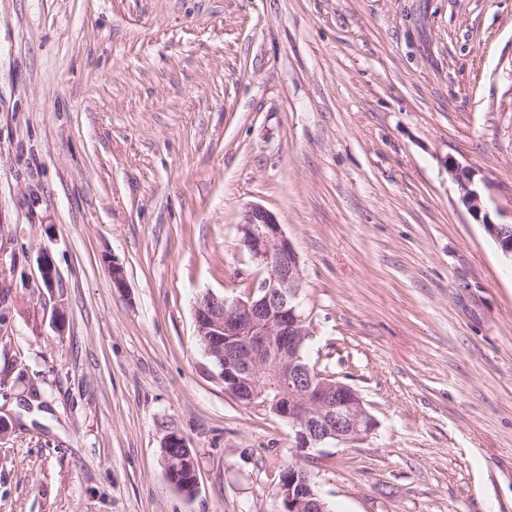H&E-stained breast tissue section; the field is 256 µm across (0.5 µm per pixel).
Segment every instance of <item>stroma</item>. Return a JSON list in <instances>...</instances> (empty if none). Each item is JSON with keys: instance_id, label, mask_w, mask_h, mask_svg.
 I'll list each match as a JSON object with an SVG mask.
<instances>
[{"instance_id": "stroma-1", "label": "stroma", "mask_w": 512, "mask_h": 512, "mask_svg": "<svg viewBox=\"0 0 512 512\" xmlns=\"http://www.w3.org/2000/svg\"><path fill=\"white\" fill-rule=\"evenodd\" d=\"M448 159L512 224V0H0V512H282L287 466L329 512H512V260ZM254 204L363 440L298 450L199 341ZM447 168L448 173L460 183L461 189L464 191L463 202L473 213L481 214L483 211L482 198L475 190L470 188L471 179L469 171L459 167L457 163L448 162V160ZM161 443L163 446L169 447L162 448V445L160 446L161 457L162 459H165L164 463L166 471L174 474L179 469L177 463L175 462L178 460L177 457L165 458L166 454L184 458V460L181 461L182 465L178 470V474L181 476V478L177 481V483H174L172 479L168 478V480L180 490V483L182 481H191L194 478L193 474H195V460L193 453L191 451V455H189L187 451L181 452L183 448H188V444L186 439L177 433H169L165 435Z\"/></svg>"}]
</instances>
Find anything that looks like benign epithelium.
<instances>
[{
  "label": "benign epithelium",
  "mask_w": 512,
  "mask_h": 512,
  "mask_svg": "<svg viewBox=\"0 0 512 512\" xmlns=\"http://www.w3.org/2000/svg\"><path fill=\"white\" fill-rule=\"evenodd\" d=\"M448 173L463 190V202L475 214L481 196L470 188L468 170L447 163ZM489 234L512 257V237L503 226L487 223ZM240 248L257 268L243 294L230 298L207 293L206 306L195 310L198 335L208 356L224 358L225 390L245 405L262 397L265 382L275 383L274 400L262 406L288 421L295 447L318 448L330 441L350 443L370 435L376 422L356 390L303 363L301 352L312 336L302 309L304 277L296 251L276 215L261 205L248 207L237 225ZM283 512H327L308 480L292 469L280 484Z\"/></svg>",
  "instance_id": "obj_1"
}]
</instances>
